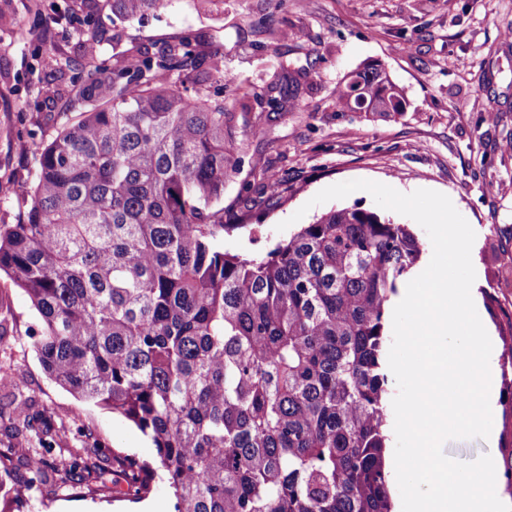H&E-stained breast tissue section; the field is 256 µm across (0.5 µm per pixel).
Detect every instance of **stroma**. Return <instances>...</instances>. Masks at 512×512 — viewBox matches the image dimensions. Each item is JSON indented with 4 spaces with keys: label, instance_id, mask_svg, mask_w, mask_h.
<instances>
[{
    "label": "stroma",
    "instance_id": "stroma-1",
    "mask_svg": "<svg viewBox=\"0 0 512 512\" xmlns=\"http://www.w3.org/2000/svg\"><path fill=\"white\" fill-rule=\"evenodd\" d=\"M66 1L84 13V0H0V225L20 221L16 187L30 179L38 146L66 122V103L91 77L75 26L56 10ZM93 20L105 64L131 43L158 44L181 33L194 36L203 55L223 56L224 75L209 89L223 91L235 114L227 149L236 171L224 184L230 228L219 248L261 258L287 240L277 225L296 211L309 224L336 207L376 210L364 191L310 206L318 191L340 182L443 193L476 234L471 258L485 293L476 309L496 340L492 363L512 368L503 341L512 332V151L504 148L512 141V0H224L220 7L169 0L142 25L113 24L112 0H96ZM270 27L282 31L280 41L270 42ZM283 58L306 76L300 111L276 114L261 92ZM369 61L380 62L404 90V112L379 117L337 109L338 83ZM22 143L27 153L19 152ZM259 166L288 181L292 194L269 201L253 177ZM0 297L10 324L0 338V371L9 377L0 385V452L17 461L7 481L10 512H173L161 481L135 502L118 481L71 487L35 479L20 466L26 431L12 422L20 409L53 428L56 448L73 447L87 427L108 451L150 463L157 455L132 422L49 379L32 347L38 318L29 299L5 278ZM494 421V437L452 439L444 453L460 462L487 454L501 470L512 465V408L498 403Z\"/></svg>",
    "mask_w": 512,
    "mask_h": 512
}]
</instances>
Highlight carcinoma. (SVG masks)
<instances>
[{"mask_svg": "<svg viewBox=\"0 0 512 512\" xmlns=\"http://www.w3.org/2000/svg\"><path fill=\"white\" fill-rule=\"evenodd\" d=\"M167 0H112V20L143 21ZM224 60L180 34L112 62L67 105L78 120L38 147L18 224L0 225V273L40 321L50 379L133 422L157 465L116 467L136 499L162 477L175 512H393L387 464L386 322L423 254L407 224L359 207L331 210L266 256L216 241L231 161ZM301 68L279 62L276 112L299 110ZM342 111H404L379 64L336 88ZM273 197L286 183L258 173ZM33 428L30 472L67 483L113 472L87 431L48 456Z\"/></svg>", "mask_w": 512, "mask_h": 512, "instance_id": "cac0c4a2", "label": "carcinoma"}]
</instances>
